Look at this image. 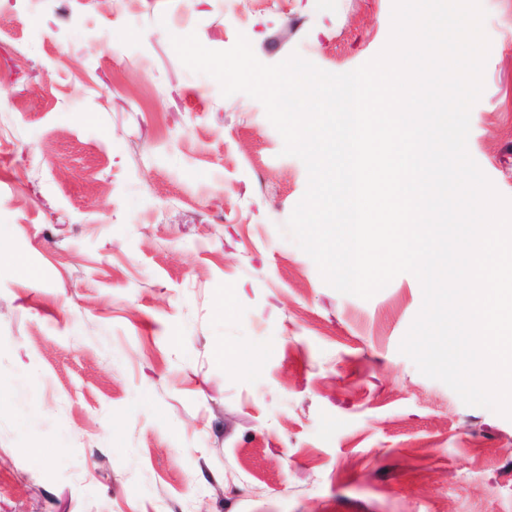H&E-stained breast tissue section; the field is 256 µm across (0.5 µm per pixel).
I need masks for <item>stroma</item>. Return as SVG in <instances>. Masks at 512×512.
Returning a JSON list of instances; mask_svg holds the SVG:
<instances>
[{"mask_svg":"<svg viewBox=\"0 0 512 512\" xmlns=\"http://www.w3.org/2000/svg\"><path fill=\"white\" fill-rule=\"evenodd\" d=\"M468 151L512 198V0ZM392 0H0V512H512V420L399 345L423 292L327 285L262 103L170 38L345 73Z\"/></svg>","mask_w":512,"mask_h":512,"instance_id":"stroma-1","label":"stroma"}]
</instances>
